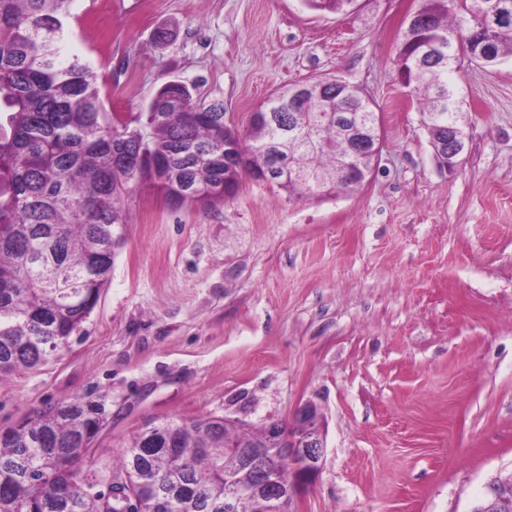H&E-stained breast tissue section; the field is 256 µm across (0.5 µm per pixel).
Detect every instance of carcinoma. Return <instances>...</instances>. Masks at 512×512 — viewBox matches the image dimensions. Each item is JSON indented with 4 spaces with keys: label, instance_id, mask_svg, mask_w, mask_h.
Wrapping results in <instances>:
<instances>
[{
    "label": "carcinoma",
    "instance_id": "cac0c4a2",
    "mask_svg": "<svg viewBox=\"0 0 512 512\" xmlns=\"http://www.w3.org/2000/svg\"><path fill=\"white\" fill-rule=\"evenodd\" d=\"M70 0H0V374L42 365L80 329L97 305L125 238L130 184L148 183L170 202L211 206L224 180H255L270 153L292 169L331 176L328 188L363 185L377 158H343L341 119L355 114L381 139L375 103L357 86L329 82L298 98L294 85L257 108L275 122L224 123V103L196 99V86L174 79L147 111L114 122L93 68L64 56ZM315 11L348 13L354 0H303ZM426 27L405 26L396 78L425 115L432 146L463 128L454 75L464 62L495 68L512 59V0H419ZM244 150L224 167V145ZM272 183L300 197L306 185ZM0 440V512H121L95 487L126 476L133 512H224V474L251 480L237 448L250 428L214 430V418L169 421L137 432L106 472H67L69 441L94 424L85 399L54 403L22 419ZM174 429L186 446L160 454L142 447Z\"/></svg>",
    "mask_w": 512,
    "mask_h": 512
}]
</instances>
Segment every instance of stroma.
<instances>
[{
    "label": "stroma",
    "mask_w": 512,
    "mask_h": 512,
    "mask_svg": "<svg viewBox=\"0 0 512 512\" xmlns=\"http://www.w3.org/2000/svg\"><path fill=\"white\" fill-rule=\"evenodd\" d=\"M417 4L71 0L109 112L177 77L242 127L282 86L340 80L376 102L382 151L361 190L320 199L246 181L176 208L132 185L98 304L59 356L0 376V428L101 397L100 470L151 420L287 423L312 400L325 463L292 512H473L512 477V60L455 74L465 148L441 164L394 77Z\"/></svg>",
    "instance_id": "35a3bbf8"
}]
</instances>
